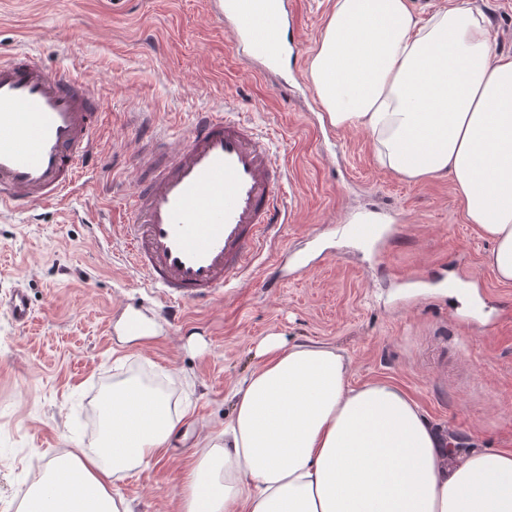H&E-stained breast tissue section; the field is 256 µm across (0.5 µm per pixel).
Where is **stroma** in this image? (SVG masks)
I'll use <instances>...</instances> for the list:
<instances>
[{
    "label": "stroma",
    "mask_w": 512,
    "mask_h": 512,
    "mask_svg": "<svg viewBox=\"0 0 512 512\" xmlns=\"http://www.w3.org/2000/svg\"><path fill=\"white\" fill-rule=\"evenodd\" d=\"M335 2L288 0L283 94L273 77L247 74L205 0H0V54L30 51L107 103L84 190L62 209L0 212V512H21L38 460L98 449V400L135 373L159 380L180 421L173 454L115 476L112 494L134 512H179L188 463L223 430L233 384L272 333L336 349L355 382L398 384L463 443L512 449V284L485 267L491 243L450 180L405 181L376 164L366 132L326 121L308 66ZM468 2L512 54V0ZM220 106L278 140L281 244L306 268L269 288L266 261L242 288L172 305L110 246L116 209L135 189L145 127L175 147L196 113ZM364 212L391 217L383 246L350 237ZM19 287L32 309L24 327L7 310ZM130 308L157 324L140 345L114 330Z\"/></svg>",
    "instance_id": "35a3bbf8"
}]
</instances>
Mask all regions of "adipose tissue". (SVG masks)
<instances>
[{
  "instance_id": "obj_1",
  "label": "adipose tissue",
  "mask_w": 512,
  "mask_h": 512,
  "mask_svg": "<svg viewBox=\"0 0 512 512\" xmlns=\"http://www.w3.org/2000/svg\"><path fill=\"white\" fill-rule=\"evenodd\" d=\"M308 74L329 124L366 130L409 182L451 179L486 265L512 284V54L466 0L419 18L409 0H336ZM233 390L224 439L185 475L182 512H512V451L470 448L397 384L351 381L336 349L277 336ZM101 448L38 470L24 512H133L115 474L169 453L166 397L112 389Z\"/></svg>"
}]
</instances>
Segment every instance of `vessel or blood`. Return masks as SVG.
I'll list each match as a JSON object with an SVG mask.
<instances>
[{
  "instance_id": "b4317fda",
  "label": "vessel or blood",
  "mask_w": 512,
  "mask_h": 512,
  "mask_svg": "<svg viewBox=\"0 0 512 512\" xmlns=\"http://www.w3.org/2000/svg\"><path fill=\"white\" fill-rule=\"evenodd\" d=\"M207 8L232 30L251 72L279 65L286 0H208ZM105 108L89 82L71 73L47 70L27 53L1 59L0 206L60 204L92 158ZM133 170L138 187L123 207L121 248L168 301L234 290L287 222L288 174L274 137L230 109L197 113L177 152L143 150ZM8 308L15 324H28L25 289L14 290Z\"/></svg>"
}]
</instances>
